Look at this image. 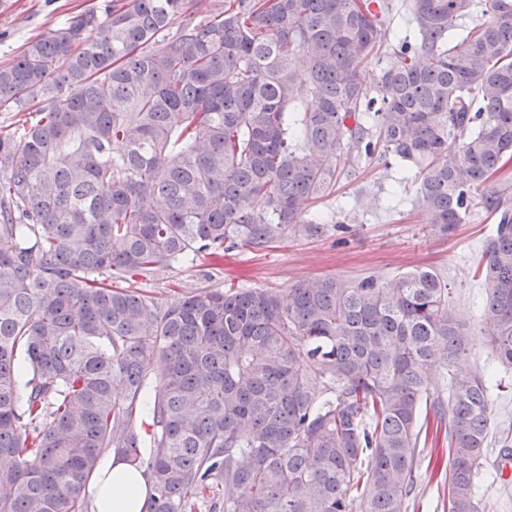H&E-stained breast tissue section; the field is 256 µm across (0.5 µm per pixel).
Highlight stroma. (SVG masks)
I'll list each match as a JSON object with an SVG mask.
<instances>
[{
  "label": "stroma",
  "instance_id": "obj_1",
  "mask_svg": "<svg viewBox=\"0 0 512 512\" xmlns=\"http://www.w3.org/2000/svg\"><path fill=\"white\" fill-rule=\"evenodd\" d=\"M102 0H6L0 5V63L11 59L29 37L100 5ZM397 169L362 161L345 171L334 192L306 204L304 218L337 213V223L312 234L303 226L274 243L225 251L223 260L174 264L155 280L142 279L140 291L167 304L201 285L214 288H272L287 293L305 279L336 277L356 282L373 276L384 281L414 267H430L449 283L453 307L471 333L470 368H493L501 388L493 399L494 428H512V369L496 364L485 341L483 290L473 260L492 234L496 215L479 212L448 235L429 227L411 195L390 193ZM427 433L420 440L415 512H446L448 440L437 430L429 405ZM498 443H490L487 469L478 480L481 512H512V485L494 482Z\"/></svg>",
  "mask_w": 512,
  "mask_h": 512
}]
</instances>
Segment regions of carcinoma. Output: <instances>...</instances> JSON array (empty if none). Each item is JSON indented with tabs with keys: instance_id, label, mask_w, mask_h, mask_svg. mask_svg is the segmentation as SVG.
Here are the masks:
<instances>
[{
	"instance_id": "obj_1",
	"label": "carcinoma",
	"mask_w": 512,
	"mask_h": 512,
	"mask_svg": "<svg viewBox=\"0 0 512 512\" xmlns=\"http://www.w3.org/2000/svg\"><path fill=\"white\" fill-rule=\"evenodd\" d=\"M197 2L105 0L0 64V512H85L106 451L146 465L153 512L214 486L224 512H408L438 362L448 512H479L498 384L462 365L436 271L167 306L134 283L272 243L354 158L395 162L433 230L499 214L474 265L512 368V0H410L413 36L397 0Z\"/></svg>"
}]
</instances>
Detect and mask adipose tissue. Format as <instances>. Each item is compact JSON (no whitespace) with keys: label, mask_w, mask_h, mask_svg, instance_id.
I'll return each instance as SVG.
<instances>
[{"label":"adipose tissue","mask_w":512,"mask_h":512,"mask_svg":"<svg viewBox=\"0 0 512 512\" xmlns=\"http://www.w3.org/2000/svg\"><path fill=\"white\" fill-rule=\"evenodd\" d=\"M151 495L143 466L113 457L102 461L95 474L96 512H149Z\"/></svg>","instance_id":"adipose-tissue-1"}]
</instances>
